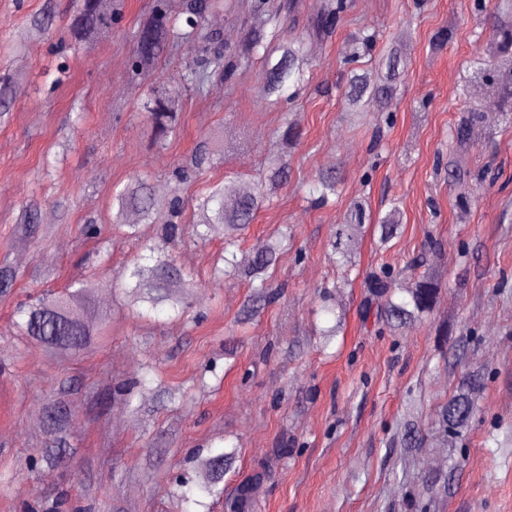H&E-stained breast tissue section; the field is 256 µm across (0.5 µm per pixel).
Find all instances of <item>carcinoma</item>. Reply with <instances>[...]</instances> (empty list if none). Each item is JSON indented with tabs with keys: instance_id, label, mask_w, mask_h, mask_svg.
<instances>
[{
	"instance_id": "obj_1",
	"label": "carcinoma",
	"mask_w": 512,
	"mask_h": 512,
	"mask_svg": "<svg viewBox=\"0 0 512 512\" xmlns=\"http://www.w3.org/2000/svg\"><path fill=\"white\" fill-rule=\"evenodd\" d=\"M214 7L213 0H183L182 11L192 17L188 29L175 27L168 0H158L154 15L138 28L133 48L129 78L142 80L154 74L162 66L174 47H185L183 57L185 83L183 88L170 90L155 88L144 102L146 121L151 126L154 138L164 141L178 121L182 97L187 94L202 96L209 82L227 80L236 67L247 66L255 59L265 65L260 93L266 98L281 96L288 83L304 81L311 67L308 49L300 37L278 38L281 17H288L289 24L298 23L299 6L296 0H282L278 5L269 0H254L251 5L253 25L244 52L236 60L224 55L222 36L206 27L207 13ZM343 0H316L308 28L315 34H325L336 27ZM120 10V0H82L77 14L71 20L69 32L76 45L92 46L105 37L112 27V19ZM277 59H272L274 53ZM477 66L471 79L486 81L495 92L501 109L512 112V5L500 3L491 23L487 41L476 50ZM392 76L375 78L372 73L354 71L346 75L349 87L348 104L366 111L377 110L385 105L393 93ZM484 121V110L472 105L464 110L454 128V138L460 150L470 144L474 130ZM289 162L281 156L276 159L264 181L253 189L236 191L233 183L212 184L208 191L196 199V214L199 218L192 230L181 224V203L176 197L166 199L155 193L153 186L145 180L133 183L112 192V207L115 223L125 222L133 215L142 222L154 223L160 216L167 215L164 236L167 239L188 238L195 242L204 239L198 227L215 225L224 227V266L215 267L214 275L226 281L242 278L249 280L253 290L251 302L243 309L246 319L254 316L260 307L277 301L279 290L267 284L265 273L276 265L280 255L288 250V228L278 236L257 241L247 255L238 256L233 251L237 246L239 232L254 220L257 212L273 198L274 194L288 181ZM339 177L334 171L322 173L316 179L313 191L314 201L324 204L336 195ZM367 219L366 208L360 202L350 205L348 220L333 228L330 247L340 260L350 262L356 253V246L362 236ZM21 239L33 242L43 234L37 209H25L22 223L17 226ZM442 244L429 239L424 252L411 264L415 271L427 264V257L438 255ZM441 276L430 268L420 274H413L411 283L405 288L413 310L404 305L390 303L385 306L388 323L403 328L411 323L415 314L432 310ZM17 272L6 264H0V295L8 294L14 288ZM198 287L184 269L163 252L160 245L151 242L141 244V254L124 272L125 299L130 310L142 315L160 306H168L182 314L189 307L192 289ZM366 287L372 295L381 297L396 287V279L387 274L367 276ZM19 320L15 325L32 341L41 345L49 354L69 357L92 350L102 336L100 318L95 314L83 285L78 280L57 292H44L32 297L17 310ZM153 380L146 377L140 383L121 382L107 389L102 403L118 402L130 413L136 415L140 405L134 403L135 387L151 388ZM481 382L471 378L466 386L456 392L442 409V420L455 430L468 424L476 412L472 394L480 390ZM61 397L42 406V420L48 442L44 444L41 461L51 472L65 465L67 461V428L73 415L66 397L71 395V386L63 382L59 386ZM234 451L218 452L205 461L192 480V486L203 497L224 495V466L232 459ZM264 478V472L254 475L251 482L241 486L238 494L224 502V512H248L251 507L253 487Z\"/></svg>"
}]
</instances>
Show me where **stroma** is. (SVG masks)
Returning <instances> with one entry per match:
<instances>
[{
    "instance_id": "35a3bbf8",
    "label": "stroma",
    "mask_w": 512,
    "mask_h": 512,
    "mask_svg": "<svg viewBox=\"0 0 512 512\" xmlns=\"http://www.w3.org/2000/svg\"><path fill=\"white\" fill-rule=\"evenodd\" d=\"M496 3L346 0L334 32L309 44L307 86L286 101L258 97L263 66L254 63L213 81L206 96L185 97L160 148L140 104L151 86L182 88V60L171 56L151 84L128 78L133 35L154 0H124L110 37L89 48L69 36L76 0H0V77L18 82L0 121V260L20 273L0 297V512H29L33 500L62 490L79 512H224L220 501L180 508L165 489L231 448L225 496L267 471L250 512H512V112L497 110L468 66L489 37L484 18ZM47 10L51 29L31 30ZM362 31L378 37L369 60L352 42ZM397 40L405 67L390 103L349 111L345 72L385 67ZM473 104L485 123L465 155L474 200L463 210L448 161L454 127ZM290 123L300 140L273 141ZM202 140L210 165L176 181L175 169L189 165ZM285 152L288 183L240 243L246 252L280 225L292 227L293 247L272 279L283 288L279 300L241 321L249 290L214 276L224 251L216 226L206 243L168 246L198 283L189 315L129 313L115 283L139 242L159 239L161 227L143 224L127 238L112 219L113 190L145 179L158 195L179 196L182 219L192 222L206 185L253 186ZM332 168L342 174L336 196L312 205L311 181ZM33 199L53 221L45 237L22 244L14 229ZM356 201L370 220L342 266L329 240ZM395 205L401 227L384 244L377 224ZM90 219L99 239L81 232ZM432 237L443 244L434 310L401 333L365 316L366 275L404 270ZM75 278L104 316L106 340L54 360L15 334L12 314L28 294ZM323 288L338 303L324 304ZM149 364L175 402L142 391L137 419L118 404L92 406L94 391L140 380ZM472 371L484 380L476 413L442 440V408ZM65 379L77 387L71 461L40 484L31 473L45 443L40 404Z\"/></svg>"
}]
</instances>
